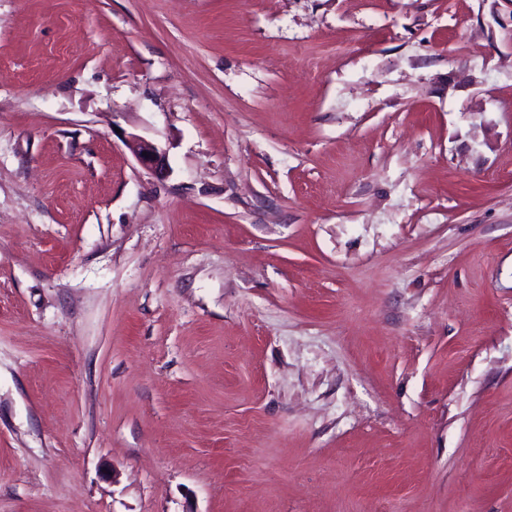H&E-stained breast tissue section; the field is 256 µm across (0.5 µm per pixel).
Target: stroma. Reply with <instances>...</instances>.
<instances>
[{
	"label": "stroma",
	"mask_w": 512,
	"mask_h": 512,
	"mask_svg": "<svg viewBox=\"0 0 512 512\" xmlns=\"http://www.w3.org/2000/svg\"><path fill=\"white\" fill-rule=\"evenodd\" d=\"M0 512H512V0H0ZM126 143L143 167L157 176H162L166 172V150L134 134L128 137ZM143 152H147V155H143Z\"/></svg>",
	"instance_id": "35a3bbf8"
}]
</instances>
